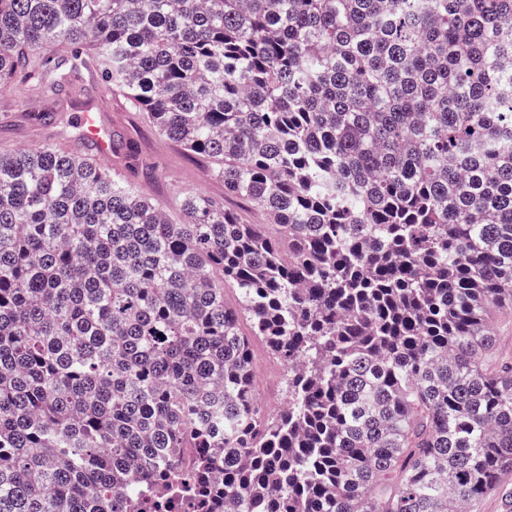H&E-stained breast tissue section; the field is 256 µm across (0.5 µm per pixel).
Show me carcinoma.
I'll return each instance as SVG.
<instances>
[{"mask_svg":"<svg viewBox=\"0 0 512 512\" xmlns=\"http://www.w3.org/2000/svg\"><path fill=\"white\" fill-rule=\"evenodd\" d=\"M92 66L266 223L0 153V512L163 478L212 512H464L512 471V0H0L1 88ZM495 332L497 336L496 351L490 359L492 365L495 361L512 356V311L494 314ZM251 350L256 393L268 413H277L288 402L285 368L268 354L260 341L252 340Z\"/></svg>","mask_w":512,"mask_h":512,"instance_id":"cac0c4a2","label":"carcinoma"}]
</instances>
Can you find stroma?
I'll return each instance as SVG.
<instances>
[{
	"label": "stroma",
	"instance_id": "stroma-1",
	"mask_svg": "<svg viewBox=\"0 0 512 512\" xmlns=\"http://www.w3.org/2000/svg\"><path fill=\"white\" fill-rule=\"evenodd\" d=\"M101 75L92 71L70 93L53 96L46 91L18 81L0 89V151L21 147L48 146L75 155H90V144L63 130L75 121L76 112L96 114L100 124L117 137L138 141L136 162L113 157V173L137 183L142 193L161 204L170 215H177L185 193L201 191L222 199L225 206L241 211L246 223H263V215L237 198L225 195L223 184L209 176V165L164 139L146 124L139 113L130 111L119 94H100ZM54 112L57 123L40 121L43 112ZM252 369L256 393L269 413H276L288 401L285 368L273 359L260 341H252Z\"/></svg>",
	"mask_w": 512,
	"mask_h": 512
}]
</instances>
